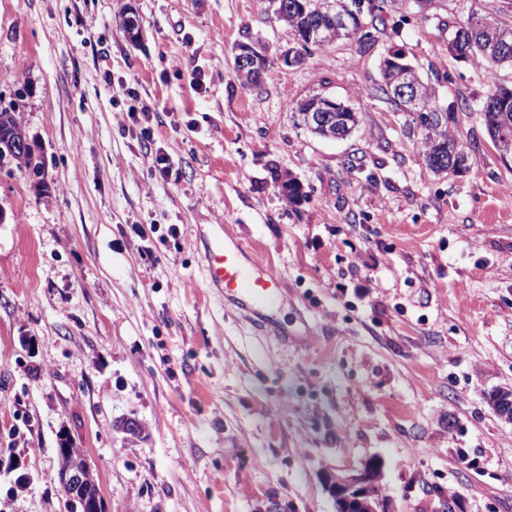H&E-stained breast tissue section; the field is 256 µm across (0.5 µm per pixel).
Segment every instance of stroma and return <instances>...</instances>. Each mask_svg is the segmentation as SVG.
Segmentation results:
<instances>
[{"label": "stroma", "instance_id": "35a3bbf8", "mask_svg": "<svg viewBox=\"0 0 512 512\" xmlns=\"http://www.w3.org/2000/svg\"><path fill=\"white\" fill-rule=\"evenodd\" d=\"M475 4L512 20V0H408L288 68L271 0H0V105L46 162L38 184L0 160V512H69L65 442L104 512H336L325 473L372 459L392 512H512V422L487 399L512 390V162L440 29ZM242 42L267 48L260 89ZM396 50L455 105L465 170L434 172L417 114L376 95ZM314 94L355 109L351 136L301 123ZM218 224L279 278L288 341L206 287ZM267 55L256 43H241L237 47L235 55V64L242 83L247 88H257L258 84H253L251 78L260 77L267 64Z\"/></svg>", "mask_w": 512, "mask_h": 512}]
</instances>
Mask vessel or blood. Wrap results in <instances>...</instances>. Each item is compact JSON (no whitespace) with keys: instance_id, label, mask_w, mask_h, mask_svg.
I'll return each mask as SVG.
<instances>
[{"instance_id":"vessel-or-blood-1","label":"vessel or blood","mask_w":512,"mask_h":512,"mask_svg":"<svg viewBox=\"0 0 512 512\" xmlns=\"http://www.w3.org/2000/svg\"><path fill=\"white\" fill-rule=\"evenodd\" d=\"M203 244L208 287L217 289L225 302L242 312L256 328L273 336H287V328L267 314L280 297L278 279L261 261H245L242 249L228 243L223 231L204 236Z\"/></svg>"}]
</instances>
